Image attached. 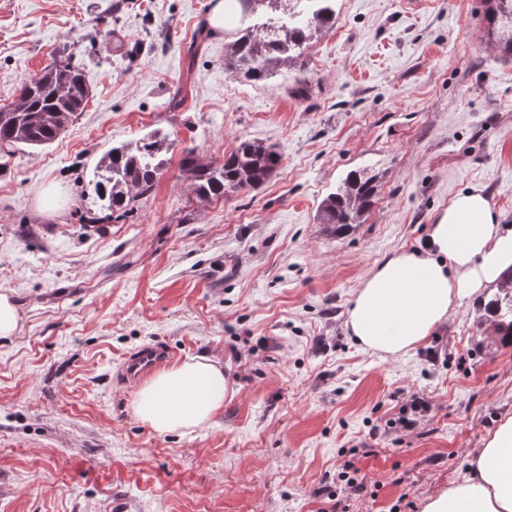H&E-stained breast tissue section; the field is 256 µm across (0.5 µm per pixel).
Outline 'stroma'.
<instances>
[{"instance_id":"obj_1","label":"stroma","mask_w":512,"mask_h":512,"mask_svg":"<svg viewBox=\"0 0 512 512\" xmlns=\"http://www.w3.org/2000/svg\"><path fill=\"white\" fill-rule=\"evenodd\" d=\"M485 7L335 0L298 65L255 84L225 71L226 36L198 42L210 0H0V107L65 48L90 91L54 143L0 159V292L21 316L0 342V512H422L466 473L512 417L498 288L400 356L345 322L457 193L512 225V57ZM153 131L172 144L154 190L104 229L73 220L99 158ZM244 137L282 154L274 175L198 196L183 148L218 166ZM354 169L378 195L337 237L316 214ZM155 342L223 366L205 426L135 417L114 378Z\"/></svg>"}]
</instances>
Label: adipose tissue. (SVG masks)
<instances>
[{"label":"adipose tissue","mask_w":512,"mask_h":512,"mask_svg":"<svg viewBox=\"0 0 512 512\" xmlns=\"http://www.w3.org/2000/svg\"><path fill=\"white\" fill-rule=\"evenodd\" d=\"M512 268V228L480 190L455 196L430 224L423 246L392 254L362 280L346 325L365 349L398 356L447 321L462 298L499 285ZM221 367L205 357L159 373L133 412L158 433L206 425L224 405ZM423 512H512V417L503 420L461 479Z\"/></svg>","instance_id":"1"}]
</instances>
